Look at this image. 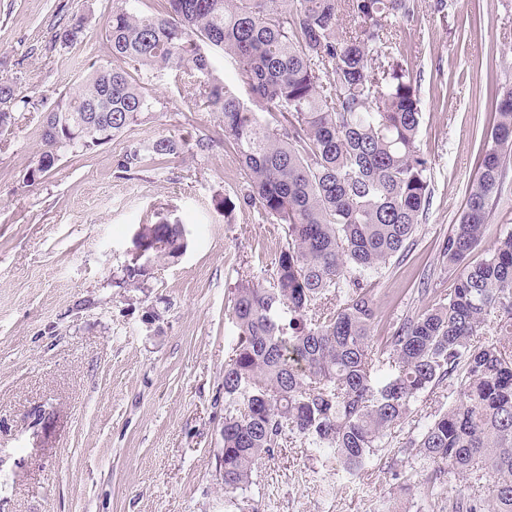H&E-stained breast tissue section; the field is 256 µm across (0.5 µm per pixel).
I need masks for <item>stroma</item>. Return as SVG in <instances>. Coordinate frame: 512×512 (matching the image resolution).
Wrapping results in <instances>:
<instances>
[{
  "instance_id": "1",
  "label": "stroma",
  "mask_w": 512,
  "mask_h": 512,
  "mask_svg": "<svg viewBox=\"0 0 512 512\" xmlns=\"http://www.w3.org/2000/svg\"><path fill=\"white\" fill-rule=\"evenodd\" d=\"M433 4L416 0L400 33L431 195L408 257L372 277L377 347L402 314L453 288L441 243L465 205L491 102L512 88V0H454L443 12ZM107 12V0H0V79L28 102L0 132V512H238L216 467L224 361L236 342L228 309L238 280L269 283L284 231L256 210L228 217L217 208L244 188L223 146L131 179L118 168L130 144L214 129L196 77L154 79L150 122L67 155L36 186L22 183L45 111L91 63L111 60ZM75 13L91 18L94 54L54 41ZM162 220L185 224L187 251L154 268L148 292L116 287L138 225ZM446 393L421 395L361 477L336 476L296 441L263 460L250 497L261 512H449L429 471L409 487L397 477L403 442L447 407Z\"/></svg>"
}]
</instances>
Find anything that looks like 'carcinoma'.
<instances>
[{
  "label": "carcinoma",
  "instance_id": "1",
  "mask_svg": "<svg viewBox=\"0 0 512 512\" xmlns=\"http://www.w3.org/2000/svg\"><path fill=\"white\" fill-rule=\"evenodd\" d=\"M141 13L112 0L105 37L117 64L92 68L43 119L41 147L25 168L31 187L53 155L95 152L142 123L156 98L151 78L188 70L217 130L189 143L161 135L131 145L119 171L169 168L184 150L217 142L238 158L244 193L224 196L225 215L260 210L285 226L273 286L238 282L230 318L237 341L224 364V493L239 512L262 460L299 438L336 470L357 476L426 390L448 383V408L408 439L405 453L444 485L458 481L451 512H512V234L479 261L489 206L512 162V88L495 117L465 206L440 248L454 288L371 343L378 307L367 276L406 258L431 194L418 146L422 119L414 69L398 41L415 0H154ZM348 25L340 27L337 17ZM88 17L55 33L82 43ZM235 59L247 98L215 73L211 51ZM27 101L0 81V127ZM151 263L189 245L177 224H142ZM151 270L133 258L116 284L144 291ZM495 332L492 339L487 332Z\"/></svg>",
  "mask_w": 512,
  "mask_h": 512
}]
</instances>
